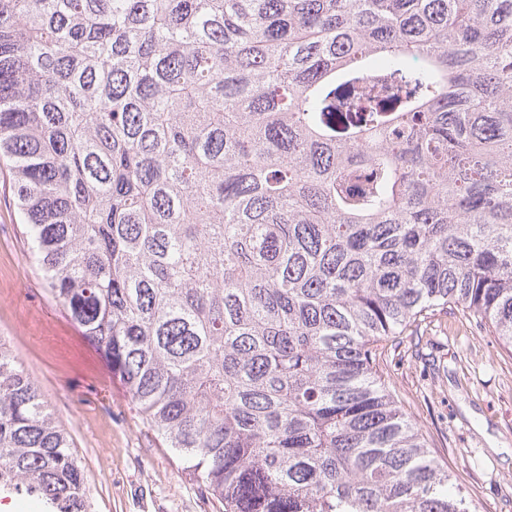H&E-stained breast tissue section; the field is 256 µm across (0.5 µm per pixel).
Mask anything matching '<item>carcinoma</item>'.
<instances>
[{"mask_svg":"<svg viewBox=\"0 0 512 512\" xmlns=\"http://www.w3.org/2000/svg\"><path fill=\"white\" fill-rule=\"evenodd\" d=\"M2 156L53 298L222 512H480L376 359L450 305L512 352V0H0ZM0 488L89 512L1 341Z\"/></svg>","mask_w":512,"mask_h":512,"instance_id":"carcinoma-1","label":"carcinoma"}]
</instances>
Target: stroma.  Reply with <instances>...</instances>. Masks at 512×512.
I'll list each match as a JSON object with an SVG mask.
<instances>
[{
    "label": "stroma",
    "instance_id": "35a3bbf8",
    "mask_svg": "<svg viewBox=\"0 0 512 512\" xmlns=\"http://www.w3.org/2000/svg\"><path fill=\"white\" fill-rule=\"evenodd\" d=\"M0 159V341L82 461L90 512H216L137 414L122 381L47 292ZM379 373L455 485L512 512V353L456 310L384 343Z\"/></svg>",
    "mask_w": 512,
    "mask_h": 512
}]
</instances>
